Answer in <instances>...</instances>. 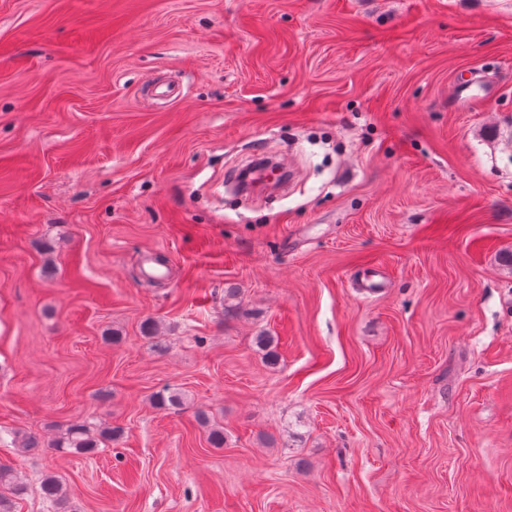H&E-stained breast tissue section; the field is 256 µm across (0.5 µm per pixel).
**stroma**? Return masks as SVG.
<instances>
[{
    "label": "stroma",
    "mask_w": 512,
    "mask_h": 512,
    "mask_svg": "<svg viewBox=\"0 0 512 512\" xmlns=\"http://www.w3.org/2000/svg\"><path fill=\"white\" fill-rule=\"evenodd\" d=\"M509 251L512 0H0L16 512H512ZM98 430L88 422H75L65 429L53 444V448L67 450L70 453L89 454L99 449L100 444L112 443L121 435L120 428ZM41 490L44 499L52 506L55 512H61L65 509L66 496L63 492L62 484L55 475L47 474L43 477Z\"/></svg>",
    "instance_id": "1"
}]
</instances>
